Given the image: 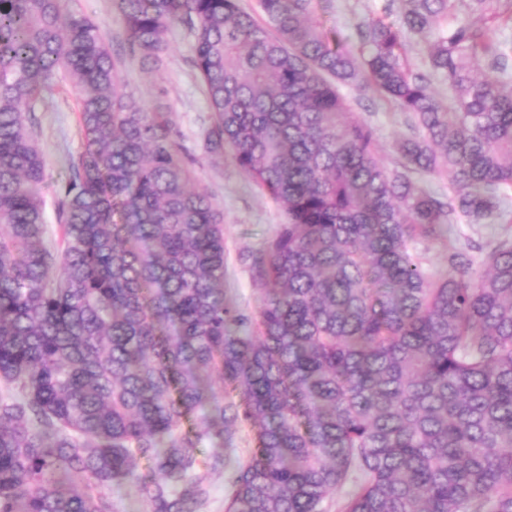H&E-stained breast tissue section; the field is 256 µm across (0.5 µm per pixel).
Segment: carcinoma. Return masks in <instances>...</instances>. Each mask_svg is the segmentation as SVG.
Wrapping results in <instances>:
<instances>
[{
    "label": "carcinoma",
    "instance_id": "cac0c4a2",
    "mask_svg": "<svg viewBox=\"0 0 512 512\" xmlns=\"http://www.w3.org/2000/svg\"><path fill=\"white\" fill-rule=\"evenodd\" d=\"M73 2L0 0V512H117L113 487L203 512L216 472L225 512H512V230L482 270L453 235L512 224V0H399L351 47L331 0H114L146 70L194 34L203 149L285 209L252 315L224 297V213ZM59 78L82 147L49 241L34 104ZM342 86L404 118L394 167ZM443 224L434 278L413 250ZM245 422L247 459L199 458Z\"/></svg>",
    "mask_w": 512,
    "mask_h": 512
}]
</instances>
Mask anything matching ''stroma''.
<instances>
[{
  "label": "stroma",
  "instance_id": "1",
  "mask_svg": "<svg viewBox=\"0 0 512 512\" xmlns=\"http://www.w3.org/2000/svg\"><path fill=\"white\" fill-rule=\"evenodd\" d=\"M386 0H333L334 8L324 15V26L341 44L354 42L358 18L380 14ZM76 10L95 20L109 42L126 36L121 15L113 0H75ZM171 46L159 71L144 70L138 60L126 58L127 90L147 111L166 113L176 131L182 154L191 158L190 168L200 185L224 213V292L240 311L253 314L260 290L252 271V257L275 235L286 215L282 205L262 194L226 158L204 152V135L211 123L206 97L191 64L194 36L183 25L167 34ZM355 112L372 125L379 155L394 165L396 136L405 127L399 112L372 91L346 93ZM39 146L46 162V196H53L66 178L71 159L81 148L77 102L65 84H57L39 99L35 108Z\"/></svg>",
  "mask_w": 512,
  "mask_h": 512
}]
</instances>
